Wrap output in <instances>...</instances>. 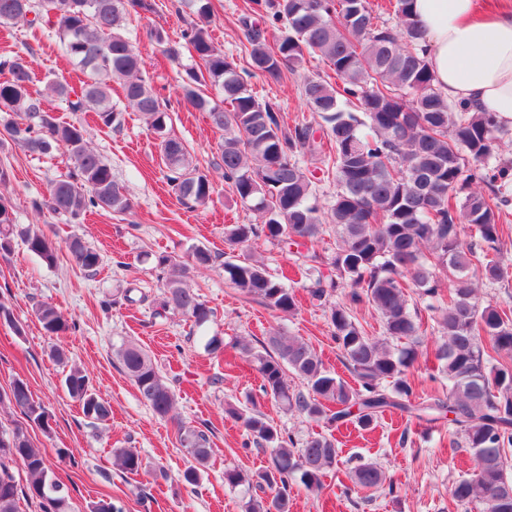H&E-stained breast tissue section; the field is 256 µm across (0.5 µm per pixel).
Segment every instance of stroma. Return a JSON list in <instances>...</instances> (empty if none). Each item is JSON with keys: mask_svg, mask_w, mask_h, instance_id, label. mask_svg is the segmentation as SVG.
I'll list each match as a JSON object with an SVG mask.
<instances>
[{"mask_svg": "<svg viewBox=\"0 0 512 512\" xmlns=\"http://www.w3.org/2000/svg\"><path fill=\"white\" fill-rule=\"evenodd\" d=\"M149 2L150 10L132 15L128 35L144 61V77L170 103V134L188 145L194 164L212 170L222 134L211 127L206 113L185 108L176 95L186 68L194 66L197 58L185 48L179 63H172L150 36L151 29L160 27L171 39H179L194 18L193 9L189 0ZM212 5L214 42L237 64H244L246 39L238 18L249 0H212ZM16 54L32 61L36 89H43L48 76L78 80V68L63 55L55 38L31 33L20 24L0 27V56ZM326 69L325 62L314 57L303 69L284 71L280 82L255 78L251 86L289 126L309 114L301 96L304 80ZM92 140L133 202L131 217L101 209L73 224L37 212L33 203L46 194L49 181L69 172L67 156L60 151L31 154L10 142L0 146V166L10 174L5 195L16 223L39 225L62 248L51 268L19 241L11 254L0 257V304L14 318L10 324L0 322V390L23 380L46 407L52 417L51 433L34 425L28 432L45 451L78 512L102 498L111 500L118 512H242V493L225 486L224 471L236 468L253 474L266 464L267 456L247 445L244 427L226 409L245 406L252 399L259 401L277 429L296 440L317 433L337 440L338 464L325 474L321 491L294 485L290 512H481L479 502L462 504L449 494L452 483L470 472L473 462L465 449L453 445L448 425L395 412L368 430L339 429L283 411L262 397L256 371L232 347L236 338L262 340L270 330H282L308 342L331 373L347 381L352 378L332 339L328 306L309 299L308 279L296 267L295 248L262 241L251 250L270 275H288L287 285L299 301L294 315L244 297L225 282L219 268L191 280L213 312L207 323L197 327L181 314L160 313L162 273L155 256L185 261L198 247L214 254L227 252L225 226L256 224L260 218L220 179L206 208L182 205L166 182L155 136L140 113H124L117 129L94 128ZM75 237L99 252L101 263L95 272L71 264L64 246ZM129 288L138 302L124 301ZM39 303L56 306L73 325L59 341L64 362L49 356L50 340L34 312ZM213 338L223 343L216 353L207 347ZM125 340L147 350L169 380L176 395L174 420L153 414L116 361L113 349ZM71 365L84 368L97 394L110 404L112 418L107 424L91 423L63 390L62 379ZM180 422L207 429L210 436L211 457L200 466L193 486L180 481L191 463L179 442ZM116 448L137 449L143 459L140 474H125L115 466ZM362 462L380 465L386 486L347 496L348 473Z\"/></svg>", "mask_w": 512, "mask_h": 512, "instance_id": "obj_1", "label": "stroma"}]
</instances>
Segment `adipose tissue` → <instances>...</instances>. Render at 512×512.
I'll return each instance as SVG.
<instances>
[{
  "label": "adipose tissue",
  "mask_w": 512,
  "mask_h": 512,
  "mask_svg": "<svg viewBox=\"0 0 512 512\" xmlns=\"http://www.w3.org/2000/svg\"><path fill=\"white\" fill-rule=\"evenodd\" d=\"M425 58L449 104L496 113L512 127V0L484 11L479 0H413Z\"/></svg>",
  "instance_id": "1"
}]
</instances>
